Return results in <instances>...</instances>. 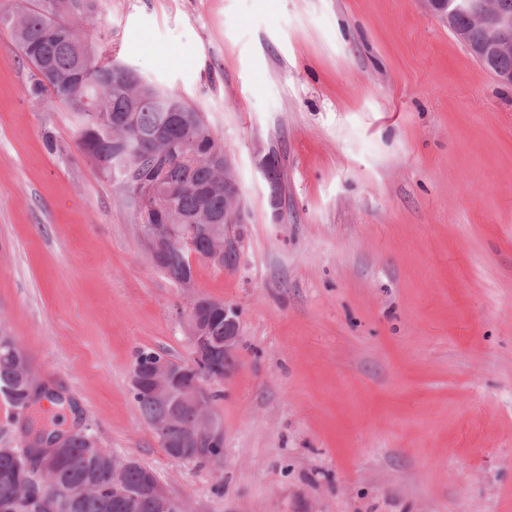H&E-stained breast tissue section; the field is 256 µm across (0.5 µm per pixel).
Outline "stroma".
I'll use <instances>...</instances> for the list:
<instances>
[{"label": "stroma", "mask_w": 512, "mask_h": 512, "mask_svg": "<svg viewBox=\"0 0 512 512\" xmlns=\"http://www.w3.org/2000/svg\"><path fill=\"white\" fill-rule=\"evenodd\" d=\"M98 24L102 60L234 158L238 263L193 262L239 315L224 460L171 459L134 401L137 350L190 361V298L0 27V333L72 400L38 425L88 429L187 512H512V86L420 0H103Z\"/></svg>", "instance_id": "35a3bbf8"}]
</instances>
